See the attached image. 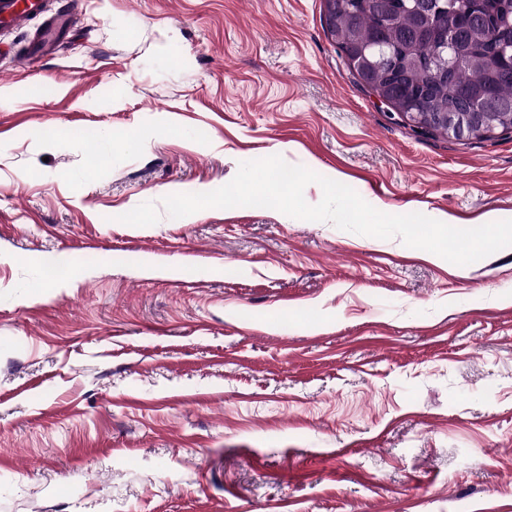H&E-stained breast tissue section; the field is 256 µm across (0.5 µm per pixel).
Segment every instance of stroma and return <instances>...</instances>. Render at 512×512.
I'll use <instances>...</instances> for the list:
<instances>
[{
	"mask_svg": "<svg viewBox=\"0 0 512 512\" xmlns=\"http://www.w3.org/2000/svg\"><path fill=\"white\" fill-rule=\"evenodd\" d=\"M0 29V512H512V247L466 266L263 207L512 219V132L420 134L326 0H48Z\"/></svg>",
	"mask_w": 512,
	"mask_h": 512,
	"instance_id": "1",
	"label": "stroma"
}]
</instances>
